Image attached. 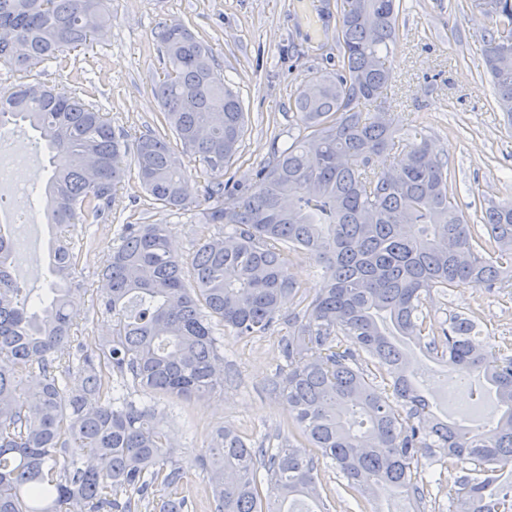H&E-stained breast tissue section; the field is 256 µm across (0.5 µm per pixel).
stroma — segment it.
I'll list each match as a JSON object with an SVG mask.
<instances>
[{
	"label": "stroma",
	"mask_w": 512,
	"mask_h": 512,
	"mask_svg": "<svg viewBox=\"0 0 512 512\" xmlns=\"http://www.w3.org/2000/svg\"><path fill=\"white\" fill-rule=\"evenodd\" d=\"M112 21L88 49L73 52L66 68L12 73L0 68V89L20 82L92 88L93 103L110 112L113 126L137 138L153 128L160 111L153 88L162 79L154 39L158 25L180 22L212 47L244 101L246 132L226 175L238 188L252 186L272 146L288 144L292 98L309 74L335 58L333 0H110ZM488 20L470 0H402L390 45V97L405 125L425 134L448 162L461 206L473 198H512V124L493 102L483 63L482 35ZM202 199L177 210L152 203L136 171H129L112 203L108 225L81 224L74 281L100 288L99 272L123 225L168 224L173 248L193 256L202 236ZM423 310L438 320L474 314L475 333L492 343L512 342V288L484 291L467 286L427 296ZM224 386L203 399L161 396L174 452L188 470L191 512H213L210 489L195 465L213 432L235 429L253 441L277 445L289 417L269 390L285 373L274 336L222 335ZM416 379L434 414L447 413L441 392L443 368L409 346Z\"/></svg>",
	"instance_id": "obj_1"
}]
</instances>
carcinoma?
Returning a JSON list of instances; mask_svg holds the SVG:
<instances>
[{
	"mask_svg": "<svg viewBox=\"0 0 512 512\" xmlns=\"http://www.w3.org/2000/svg\"><path fill=\"white\" fill-rule=\"evenodd\" d=\"M401 0H336V69L316 72L294 96L297 134L274 148L245 192H228L224 169L246 127L242 100L221 77L210 46L181 24L155 39L165 57L154 89L167 129L136 138L132 161L151 199L192 202L189 164L208 176L206 235L191 260L170 249L169 224H126L101 270L92 309L112 317V336L89 345L72 287L79 224L112 222L126 177L128 134L85 99L88 90L23 85L0 101V130L21 120L52 153L44 194L58 246L54 281L38 302L11 273V228L0 225V512H185L186 477L169 451L155 405L133 398H202L224 387L214 323L265 336L281 302L297 299L279 339L288 372L271 390L288 408V439L255 448L222 428L198 459L214 512H330L317 481L329 458L344 490L373 498L386 486L427 508L421 459L444 448L455 512H512V354L473 335L454 314L438 324L424 296L512 284V199L458 205L448 162L421 132L394 121L387 56ZM483 59L494 102L512 121V0H495ZM105 0H0V67L64 68L110 21ZM322 270L305 295L289 274L297 254ZM425 347L462 376L495 392L499 413L474 430L436 416L395 337ZM84 375L81 388L66 381ZM267 485L270 496L262 498Z\"/></svg>",
	"mask_w": 512,
	"mask_h": 512,
	"instance_id": "obj_1",
	"label": "carcinoma"
}]
</instances>
